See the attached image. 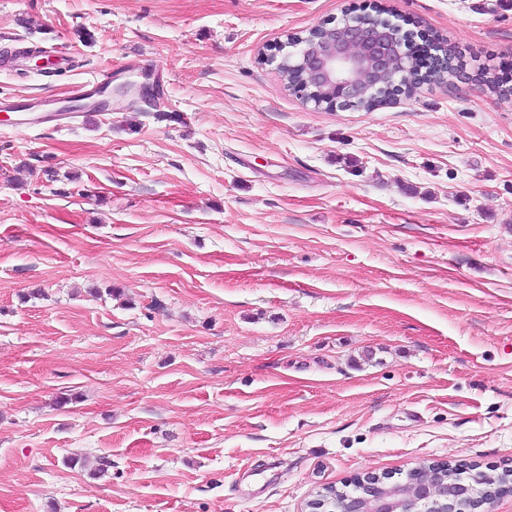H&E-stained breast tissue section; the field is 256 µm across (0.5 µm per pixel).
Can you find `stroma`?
Returning a JSON list of instances; mask_svg holds the SVG:
<instances>
[{
    "label": "stroma",
    "mask_w": 512,
    "mask_h": 512,
    "mask_svg": "<svg viewBox=\"0 0 512 512\" xmlns=\"http://www.w3.org/2000/svg\"><path fill=\"white\" fill-rule=\"evenodd\" d=\"M378 4L458 76L303 101L287 35ZM93 36L79 40L78 30ZM0 512H308L512 469V0H0ZM79 114L80 112H5L0 122L14 124L18 129L50 123L59 126L61 121L67 120V122H70L77 118Z\"/></svg>",
    "instance_id": "obj_1"
}]
</instances>
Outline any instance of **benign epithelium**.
I'll return each mask as SVG.
<instances>
[{
    "mask_svg": "<svg viewBox=\"0 0 512 512\" xmlns=\"http://www.w3.org/2000/svg\"><path fill=\"white\" fill-rule=\"evenodd\" d=\"M295 51L282 56L278 69L295 73V89L304 97L319 96L316 105L327 109L352 108L368 103L374 90L399 93L403 71L411 63L410 50L401 37L375 21L370 12L360 13L341 25L315 27L304 36L286 39ZM30 68L47 73L56 65L46 51L22 56ZM474 476L469 481H437L431 468L412 472L404 483H390L373 472L357 481V493L341 500L340 512H418L428 501L444 505L442 512H465L491 504L497 493L481 495Z\"/></svg>",
    "mask_w": 512,
    "mask_h": 512,
    "instance_id": "1",
    "label": "benign epithelium"
}]
</instances>
